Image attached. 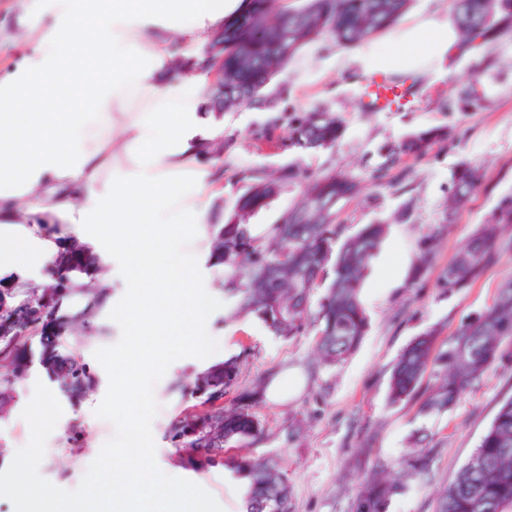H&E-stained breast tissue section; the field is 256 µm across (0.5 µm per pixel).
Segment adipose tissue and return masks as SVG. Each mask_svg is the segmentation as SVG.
I'll return each mask as SVG.
<instances>
[{"instance_id":"adipose-tissue-1","label":"adipose tissue","mask_w":512,"mask_h":512,"mask_svg":"<svg viewBox=\"0 0 512 512\" xmlns=\"http://www.w3.org/2000/svg\"><path fill=\"white\" fill-rule=\"evenodd\" d=\"M247 0H33L18 18L32 46L0 71V274L23 281L55 257L60 234L121 256L130 279L120 309L132 346L112 361V405L135 427L147 406L139 380L207 321L195 277L207 242L201 148L223 126L204 109L205 81L173 70L175 40L204 48ZM450 25L428 20L366 71H399L439 54ZM63 233L52 232V225Z\"/></svg>"}]
</instances>
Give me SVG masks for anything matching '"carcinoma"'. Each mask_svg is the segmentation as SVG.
Instances as JSON below:
<instances>
[{
	"label": "carcinoma",
	"mask_w": 512,
	"mask_h": 512,
	"mask_svg": "<svg viewBox=\"0 0 512 512\" xmlns=\"http://www.w3.org/2000/svg\"><path fill=\"white\" fill-rule=\"evenodd\" d=\"M409 0H305L298 9L280 6L278 0H250L243 13L228 18L224 39V86L241 92L257 91L251 98L224 97V111L260 101V87L307 44L327 34L343 47H352L373 35L393 28ZM458 40L454 47L465 53L474 44L499 40L512 31V0H457L452 19ZM343 135L342 122L331 112L315 108L288 122L279 132L271 121L261 137L284 151L331 149ZM452 140V132L436 127L411 133L392 146L385 163L377 169L379 181L404 158L421 160L437 145ZM227 142H207V159L226 169L222 155ZM248 186L237 196L234 211L222 224L208 225L211 258L224 266V293L234 300L231 317L253 315L273 334L292 339L307 329L315 330L319 364L332 367L357 349L369 328L360 292L371 258L380 247L386 225L365 224L357 233L343 236L344 226L335 222L336 205L357 192L348 175L330 171L306 177L300 201L281 222L254 234L246 217L268 207L279 192L302 177L293 168L270 176L249 170L236 174ZM480 171L464 165L453 180L446 216L463 205L480 184ZM512 195L501 198L484 223L455 259L444 267L436 287L444 293H460L496 265L504 250L512 251ZM441 232L428 231L420 242V259L410 281L415 288L434 261ZM65 271H51L70 281L71 287L52 302L37 288L8 287V305L0 307V363L8 373L0 375V406L13 400L15 379L24 375L30 360L28 345L39 339L42 353L50 352L53 381L68 397L82 394L94 382L88 363L76 355H62L63 337L45 333L46 323L56 316L63 300L84 296L74 275L87 272L79 251ZM327 279L326 292L317 307L310 304L318 281ZM101 305L98 295L84 311L71 317L83 334L91 327L87 317ZM512 365V276L499 285L493 302L440 338L433 328L411 341L396 359L389 378L392 404L414 402L423 418L441 416L455 407L465 393L490 369ZM236 363L206 372L192 394L198 402L181 412L169 425L167 437L181 452L180 461L195 472L222 466L245 481V512H293L288 473L276 462L251 463L239 450L260 441L264 427L254 412L265 396L264 383L235 392L229 403L224 395L236 383ZM438 453L426 429L412 436L398 477L375 478L359 484L353 512H389L392 499L406 489V479L424 475ZM473 456L476 467L464 465L453 482L439 495L436 512H512V398L503 401L482 435Z\"/></svg>",
	"instance_id": "obj_1"
}]
</instances>
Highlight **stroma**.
I'll use <instances>...</instances> for the list:
<instances>
[{
	"mask_svg": "<svg viewBox=\"0 0 512 512\" xmlns=\"http://www.w3.org/2000/svg\"><path fill=\"white\" fill-rule=\"evenodd\" d=\"M22 0H0V65L19 61L26 50L14 29ZM454 0H411L403 18L391 31L342 48L323 38L304 47L277 74L265 90L262 103L241 106L224 116V135L234 139L232 172L224 177V190L212 197L209 216L232 212L240 185L237 172L261 169L272 173L290 165L316 174L335 170L358 184L351 199L336 206V220L346 234L362 225L387 224V235L372 258L361 290L369 329L356 351L344 362L316 367L313 332L291 340L273 336L254 317L230 319V302L224 299V268L209 253H201L195 290L208 304V333L218 351L205 359L175 361L156 384L159 410L152 422L156 462L164 474L179 470L183 479L211 493L223 512H242L245 482L223 468L195 473L177 467L179 452L165 434L173 418L193 405L188 392L202 371L238 358L236 387H252L256 379L287 383L285 392H266L257 411L266 429L262 442L249 448L253 461H274L287 470L292 483L294 512H352L357 485L370 473L396 471L414 430L435 432L440 448L427 478L409 483L393 498L389 512H435L438 491L448 485L475 451L502 400L512 397V366H499L485 374L461 402L437 419L417 417L411 403L390 404L388 384L392 366L403 348L420 333L436 328L450 335L467 319L489 305L496 289L512 275V252L470 288L451 296L436 282L441 270L465 246L477 224L483 223L498 199L512 195V34L459 57L442 51L427 71L412 72L419 93L410 110L366 112L359 106L354 82L362 70L357 55L372 54L399 37L425 17L446 21ZM476 84L482 95L478 111L456 101L458 88ZM322 106L335 112L344 125L333 149L284 152L255 135L272 118L281 122ZM433 127L452 130L454 139L445 148H434L420 161H408L409 175L381 184L374 178L388 149L407 134ZM477 167L484 183L461 208L444 233L433 265L421 287L409 282L417 264L419 242L428 229L441 224L453 176L461 163ZM406 212L397 221L398 212ZM105 335L70 338L94 373V384L79 401L62 400L63 414L46 441L39 471L55 486L76 489L102 445L113 434L110 422L94 411L108 387V376L95 360L97 348L114 344L118 326L107 310L89 317ZM50 384L39 361L15 385V398L0 412V470L25 446L30 430L21 412L36 383ZM79 430L78 444H71L72 430Z\"/></svg>",
	"mask_w": 512,
	"mask_h": 512,
	"instance_id": "35a3bbf8",
	"label": "stroma"
}]
</instances>
